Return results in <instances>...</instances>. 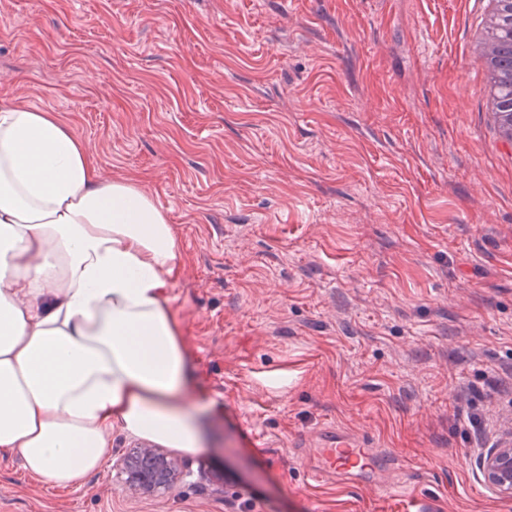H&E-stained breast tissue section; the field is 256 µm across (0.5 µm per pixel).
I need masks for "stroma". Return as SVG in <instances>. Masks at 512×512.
<instances>
[{"label":"stroma","instance_id":"stroma-1","mask_svg":"<svg viewBox=\"0 0 512 512\" xmlns=\"http://www.w3.org/2000/svg\"><path fill=\"white\" fill-rule=\"evenodd\" d=\"M485 0H0V102L55 112L139 183L182 263L166 288L206 446L159 497L114 458L55 487L0 459V512H393L306 487L340 428L404 460L440 512H512V145L467 44ZM480 392L483 439L454 415ZM488 482L499 493L512 497V445L496 448L489 452L483 462Z\"/></svg>","mask_w":512,"mask_h":512}]
</instances>
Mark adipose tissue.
<instances>
[{
    "label": "adipose tissue",
    "instance_id": "ef3b65f1",
    "mask_svg": "<svg viewBox=\"0 0 512 512\" xmlns=\"http://www.w3.org/2000/svg\"><path fill=\"white\" fill-rule=\"evenodd\" d=\"M181 260L150 194L103 182L53 112L0 106V456L67 487L103 466L116 429L200 449L166 296Z\"/></svg>",
    "mask_w": 512,
    "mask_h": 512
}]
</instances>
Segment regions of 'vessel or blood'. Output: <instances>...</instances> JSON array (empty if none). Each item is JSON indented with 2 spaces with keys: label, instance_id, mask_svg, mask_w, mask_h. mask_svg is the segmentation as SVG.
<instances>
[{
  "label": "vessel or blood",
  "instance_id": "1",
  "mask_svg": "<svg viewBox=\"0 0 512 512\" xmlns=\"http://www.w3.org/2000/svg\"><path fill=\"white\" fill-rule=\"evenodd\" d=\"M315 455L318 462L308 469L307 474L310 490L317 493L325 489L326 478L332 477L340 493L353 494L360 488L371 486L377 476L402 466V459L395 449L364 447L342 431L323 434ZM380 489L384 498L398 503L399 512H437L434 496L420 485L384 482Z\"/></svg>",
  "mask_w": 512,
  "mask_h": 512
}]
</instances>
